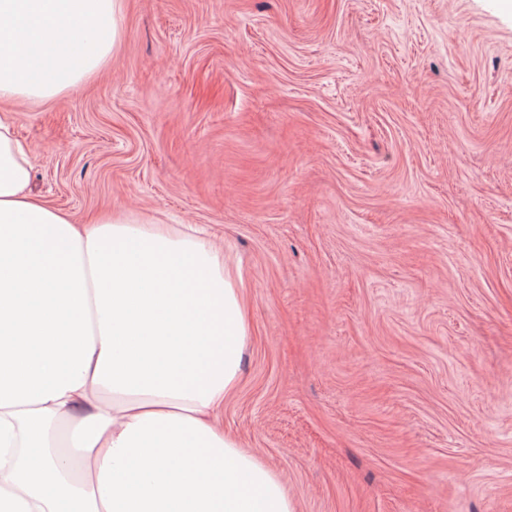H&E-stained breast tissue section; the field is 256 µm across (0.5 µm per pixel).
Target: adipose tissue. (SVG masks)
<instances>
[{"instance_id": "ef3b65f1", "label": "adipose tissue", "mask_w": 512, "mask_h": 512, "mask_svg": "<svg viewBox=\"0 0 512 512\" xmlns=\"http://www.w3.org/2000/svg\"><path fill=\"white\" fill-rule=\"evenodd\" d=\"M123 0H0V102L104 67ZM250 323L224 252L42 200L0 114V512H295L218 424Z\"/></svg>"}]
</instances>
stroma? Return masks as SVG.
Segmentation results:
<instances>
[{
    "mask_svg": "<svg viewBox=\"0 0 512 512\" xmlns=\"http://www.w3.org/2000/svg\"><path fill=\"white\" fill-rule=\"evenodd\" d=\"M14 103L76 223L192 224L251 333L219 423L296 512H512V0H124Z\"/></svg>",
    "mask_w": 512,
    "mask_h": 512,
    "instance_id": "35a3bbf8",
    "label": "stroma"
}]
</instances>
